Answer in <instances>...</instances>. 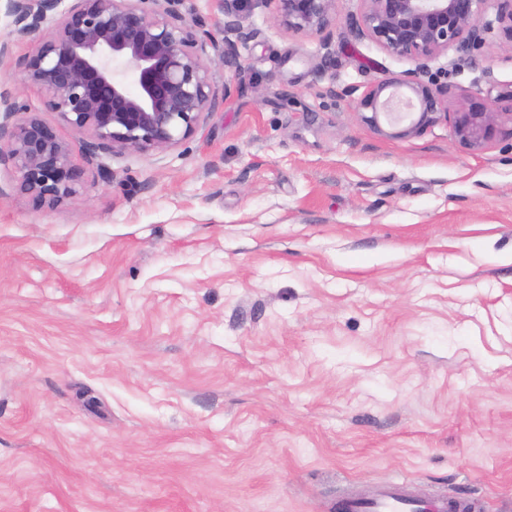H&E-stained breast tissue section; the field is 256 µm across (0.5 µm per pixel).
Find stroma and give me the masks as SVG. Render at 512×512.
I'll return each instance as SVG.
<instances>
[{"label":"stroma","instance_id":"stroma-1","mask_svg":"<svg viewBox=\"0 0 512 512\" xmlns=\"http://www.w3.org/2000/svg\"><path fill=\"white\" fill-rule=\"evenodd\" d=\"M224 37L217 0H175ZM332 57L245 21L202 129L87 158L22 82L0 91L75 143V202L38 209L0 163V512H337L403 481L512 512V124L394 137L355 102L414 69L355 38ZM449 109L512 85L494 13Z\"/></svg>","mask_w":512,"mask_h":512}]
</instances>
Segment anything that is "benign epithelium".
<instances>
[{
    "label": "benign epithelium",
    "instance_id": "benign-epithelium-1",
    "mask_svg": "<svg viewBox=\"0 0 512 512\" xmlns=\"http://www.w3.org/2000/svg\"><path fill=\"white\" fill-rule=\"evenodd\" d=\"M6 0L13 29L0 40V63L11 46L34 42L26 57L24 84L44 93L45 107L63 124L89 138L86 148L114 155H154L196 134L215 107L212 57L218 41L178 21L173 0ZM337 0H224V32L242 40L244 11L273 9L279 26L291 33L322 37L330 49ZM352 32L390 56L417 64L401 77L371 85L356 101L364 123L380 119L397 127L395 137L417 134L449 121L453 139L480 151L500 134L496 104L512 102V89H488L448 109V83L431 76L428 63L453 49L468 51L482 42L484 15L496 10L503 43L512 51V0H360ZM54 22L49 29L44 24ZM393 93L384 95L387 89ZM15 103L0 94V162L20 172L18 190L38 208H55L78 196L83 171L72 162L73 146L36 114L19 121Z\"/></svg>",
    "mask_w": 512,
    "mask_h": 512
}]
</instances>
